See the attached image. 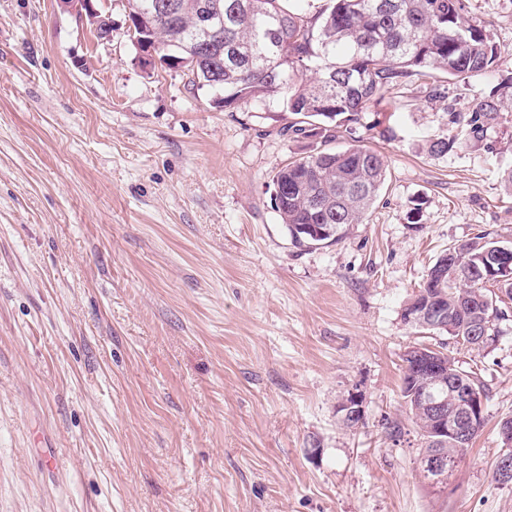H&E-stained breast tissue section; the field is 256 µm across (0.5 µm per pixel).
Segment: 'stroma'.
Here are the masks:
<instances>
[{
	"mask_svg": "<svg viewBox=\"0 0 512 512\" xmlns=\"http://www.w3.org/2000/svg\"><path fill=\"white\" fill-rule=\"evenodd\" d=\"M104 8L108 44L56 0H0V512H512L493 476L512 319L488 347H446L488 395L446 488L417 468L400 392L420 340L402 310L429 267L481 234L512 245V112L432 157L437 104L390 95L345 139L385 155L378 200L338 243L298 249L272 179L320 138L144 69L127 0ZM472 16L501 54L449 85L459 112L512 77V0ZM337 410L341 413L342 419L357 420L359 425L365 415V397L362 391L356 388L350 390Z\"/></svg>",
	"mask_w": 512,
	"mask_h": 512,
	"instance_id": "35a3bbf8",
	"label": "stroma"
}]
</instances>
